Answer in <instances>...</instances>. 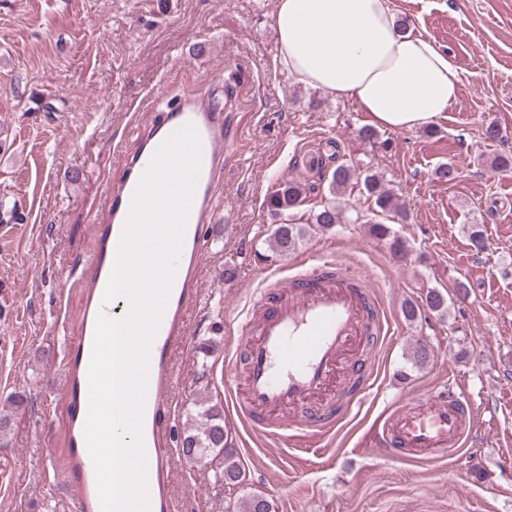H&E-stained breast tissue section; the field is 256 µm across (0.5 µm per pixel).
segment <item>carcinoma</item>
Segmentation results:
<instances>
[{
	"mask_svg": "<svg viewBox=\"0 0 512 512\" xmlns=\"http://www.w3.org/2000/svg\"><path fill=\"white\" fill-rule=\"evenodd\" d=\"M356 170L354 166L341 163L336 166L331 175V193L335 194L351 185ZM363 189L372 198L374 205L382 212L394 209V194L386 189L380 179L374 174H368L363 179ZM314 191L297 182L288 180L278 185L269 198V208L272 215L282 219L273 225L270 234L272 248L282 256L296 250L297 245L305 234L302 224H295L286 215L299 209L307 203L308 193ZM309 223L330 229L341 223V212L333 199H326L311 207ZM200 425L188 429L181 441V454L190 463L207 459L217 463L227 487L242 488L245 485V471L242 468L235 449L228 442V433L224 430V412L220 404L208 406L202 413ZM233 512H274L273 504L267 499L246 494L235 502Z\"/></svg>",
	"mask_w": 512,
	"mask_h": 512,
	"instance_id": "1",
	"label": "carcinoma"
}]
</instances>
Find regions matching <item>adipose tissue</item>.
Instances as JSON below:
<instances>
[{
    "label": "adipose tissue",
    "instance_id": "adipose-tissue-1",
    "mask_svg": "<svg viewBox=\"0 0 512 512\" xmlns=\"http://www.w3.org/2000/svg\"><path fill=\"white\" fill-rule=\"evenodd\" d=\"M278 63L297 82L355 102L376 126L432 124L458 97L455 59L399 32L391 0H277Z\"/></svg>",
    "mask_w": 512,
    "mask_h": 512
}]
</instances>
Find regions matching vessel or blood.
I'll return each instance as SVG.
<instances>
[{
  "mask_svg": "<svg viewBox=\"0 0 512 512\" xmlns=\"http://www.w3.org/2000/svg\"><path fill=\"white\" fill-rule=\"evenodd\" d=\"M161 117L148 132H136L134 151L125 156L124 174L112 190V218L100 225L86 264L79 334L67 344L59 362L63 400L61 437L65 469L60 482L74 512H101L95 471L84 425L88 413V368L99 313L123 317L128 304L104 302L103 294L129 215L134 189L160 144L177 128L194 123L202 143L201 174L180 253L177 272L150 352L143 435L147 455L150 512H177L172 473L175 456L167 429L179 399L175 392L176 349L190 344L187 314L203 301L200 287L206 250V227L216 223L218 171L224 156L228 123L198 92L177 107L158 99ZM287 280L266 282L243 318L233 340L245 355L242 389L232 398V413L252 432L284 442L292 433L320 438L340 424L334 402L325 395L332 379L342 376L353 349L379 347L385 327L378 304L364 281L335 259L307 264L289 260ZM476 411L463 402L455 386L434 393H412L398 408L379 418L374 438L389 454L417 461L446 457L462 448Z\"/></svg>",
  "mask_w": 512,
  "mask_h": 512,
  "instance_id": "obj_1",
  "label": "vessel or blood"
}]
</instances>
